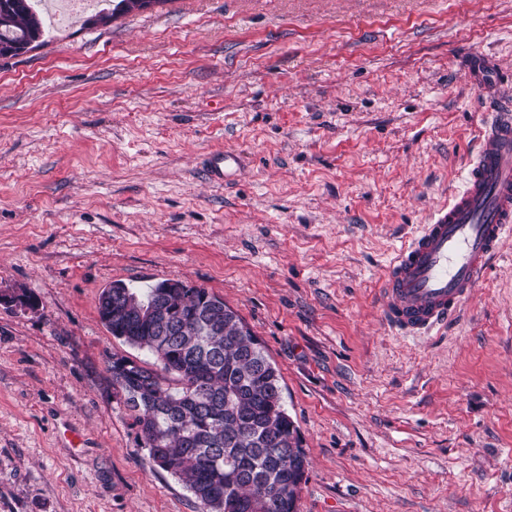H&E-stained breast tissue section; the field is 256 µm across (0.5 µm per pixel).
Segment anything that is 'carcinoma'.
I'll use <instances>...</instances> for the list:
<instances>
[{"instance_id":"cac0c4a2","label":"carcinoma","mask_w":512,"mask_h":512,"mask_svg":"<svg viewBox=\"0 0 512 512\" xmlns=\"http://www.w3.org/2000/svg\"><path fill=\"white\" fill-rule=\"evenodd\" d=\"M34 0H0V57L43 44ZM165 0H118L91 24ZM98 314L112 336L152 362H113L143 448L183 482L199 512H296L308 466L283 402L278 368L239 314L206 288L163 280L114 288Z\"/></svg>"}]
</instances>
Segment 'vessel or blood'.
I'll use <instances>...</instances> for the list:
<instances>
[{
	"mask_svg": "<svg viewBox=\"0 0 512 512\" xmlns=\"http://www.w3.org/2000/svg\"><path fill=\"white\" fill-rule=\"evenodd\" d=\"M488 114L464 185L387 265L378 290L383 321L403 336H424L455 319L512 238V103L482 100ZM240 157L213 152L210 181L220 185Z\"/></svg>",
	"mask_w": 512,
	"mask_h": 512,
	"instance_id": "1",
	"label": "vessel or blood"
}]
</instances>
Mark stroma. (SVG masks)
<instances>
[{
    "label": "stroma",
    "instance_id": "stroma-1",
    "mask_svg": "<svg viewBox=\"0 0 512 512\" xmlns=\"http://www.w3.org/2000/svg\"><path fill=\"white\" fill-rule=\"evenodd\" d=\"M0 58V512H197L112 387L98 297L208 289L282 376L298 512H512V239L442 334L376 293L461 188L512 0H162ZM234 151L229 184L201 164Z\"/></svg>",
    "mask_w": 512,
    "mask_h": 512
}]
</instances>
